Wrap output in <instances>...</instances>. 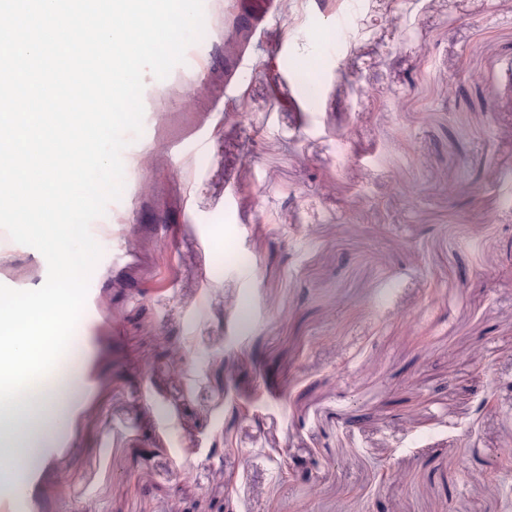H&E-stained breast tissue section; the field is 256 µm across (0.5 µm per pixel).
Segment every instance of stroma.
Listing matches in <instances>:
<instances>
[{"label": "stroma", "mask_w": 512, "mask_h": 512, "mask_svg": "<svg viewBox=\"0 0 512 512\" xmlns=\"http://www.w3.org/2000/svg\"><path fill=\"white\" fill-rule=\"evenodd\" d=\"M289 1L145 73L26 512H512V0ZM34 391L39 389L52 392L63 400L69 395L78 394L81 391V382L76 369H55L52 371Z\"/></svg>", "instance_id": "obj_1"}]
</instances>
